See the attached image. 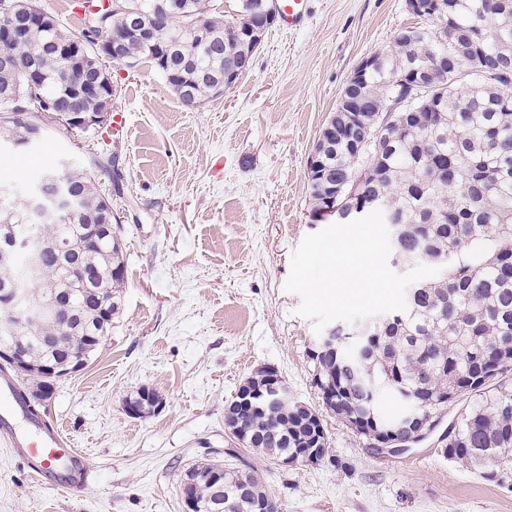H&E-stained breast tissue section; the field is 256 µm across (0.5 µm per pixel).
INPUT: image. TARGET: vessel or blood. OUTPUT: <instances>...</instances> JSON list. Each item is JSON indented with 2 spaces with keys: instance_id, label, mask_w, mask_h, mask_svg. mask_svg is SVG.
<instances>
[{
  "instance_id": "1",
  "label": "vessel or blood",
  "mask_w": 512,
  "mask_h": 512,
  "mask_svg": "<svg viewBox=\"0 0 512 512\" xmlns=\"http://www.w3.org/2000/svg\"><path fill=\"white\" fill-rule=\"evenodd\" d=\"M282 22L300 28L309 16L307 0H277ZM16 383L0 378V440L14 448L37 483L65 491L82 490L90 480L85 457L75 442L60 427L43 419L19 425L22 407L14 395Z\"/></svg>"
}]
</instances>
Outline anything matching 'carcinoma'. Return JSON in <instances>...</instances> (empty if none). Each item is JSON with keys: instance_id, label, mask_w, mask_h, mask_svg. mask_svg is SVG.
<instances>
[{"instance_id": "1", "label": "carcinoma", "mask_w": 512, "mask_h": 512, "mask_svg": "<svg viewBox=\"0 0 512 512\" xmlns=\"http://www.w3.org/2000/svg\"><path fill=\"white\" fill-rule=\"evenodd\" d=\"M178 16L154 6L155 0H126L143 7L147 36L129 32L131 15L114 6L80 18L77 34L65 33L34 0H0V30L27 24L24 40L0 41V99H12L17 114L0 120V141L22 144L32 129L25 114L46 99L63 112H106L101 96L70 94L67 87L88 81L102 69L91 44L106 34L124 43V64L148 60L186 107L211 97L224 72L254 55L256 45L231 25L258 10L261 0H240L239 17L219 22L205 14V0H183ZM423 25L398 30L395 53L383 54L357 94L340 99L328 118L335 130L326 156V173L338 182L361 169L356 200L386 202L398 208L394 221L406 231L400 252L442 268L413 288L407 309L379 319L357 362L348 359L344 328L336 332V353L316 348L312 384L331 394L326 409L363 430L388 424L378 409L380 394L398 387L421 413L448 397L472 401L448 432V460L482 470L488 481L512 480V0H421ZM207 38L191 35L189 22ZM397 105V122L385 128L368 159L356 155L365 123ZM96 168L51 167L38 184L52 194L63 187L71 207L23 223L19 231L52 245L66 241L72 262L105 270L124 262L108 239L85 241L93 224H116L96 188ZM310 211L325 204L320 175L307 174ZM23 259L0 265V294L23 270ZM46 277L69 297L56 319L20 330L18 346L28 357L24 375L44 397L52 393L40 365L63 353L90 358L93 337L105 336L119 309L125 279L85 281L60 266L46 251ZM109 302V316L95 313L96 300ZM256 434L251 449L269 460L286 454L305 463L310 448L326 457L329 439L323 419L293 402L255 399L244 411ZM190 472L228 480L224 500L235 487L250 488L248 498L228 512H255L268 499L261 479L215 463Z\"/></svg>"}]
</instances>
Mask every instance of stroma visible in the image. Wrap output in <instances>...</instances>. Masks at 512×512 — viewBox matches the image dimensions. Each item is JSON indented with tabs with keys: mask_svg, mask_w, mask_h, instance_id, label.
<instances>
[{
	"mask_svg": "<svg viewBox=\"0 0 512 512\" xmlns=\"http://www.w3.org/2000/svg\"><path fill=\"white\" fill-rule=\"evenodd\" d=\"M309 7L304 29L269 30L220 98L185 107L148 61L108 59L126 129L57 125L41 146L0 155V183L20 187L62 156L78 166L111 157L98 189L121 217L126 266L109 335L39 411L86 451L89 485L76 494L36 485L0 443V512H183L185 472L211 461L257 470L280 512H512L511 487L442 453L463 400L400 452L325 415L330 448L316 466L278 467L224 430L226 407L263 367L295 400L322 407L317 336L284 288L292 251L314 230L307 160L357 64L393 52L397 30L414 21L404 0ZM141 387L165 407L134 419L125 404Z\"/></svg>",
	"mask_w": 512,
	"mask_h": 512,
	"instance_id": "stroma-1",
	"label": "stroma"
}]
</instances>
